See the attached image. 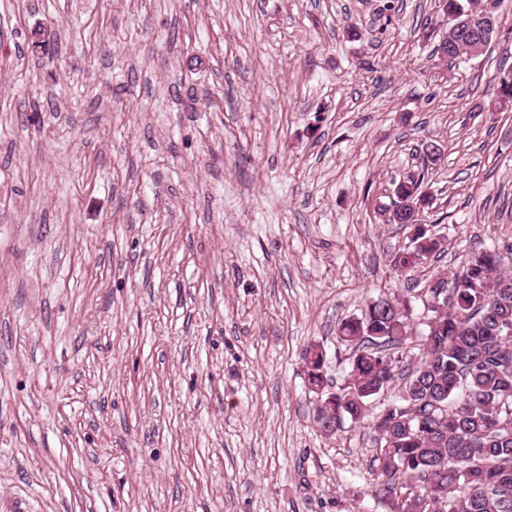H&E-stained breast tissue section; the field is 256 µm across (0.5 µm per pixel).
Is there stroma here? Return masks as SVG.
<instances>
[{
	"instance_id": "1",
	"label": "stroma",
	"mask_w": 512,
	"mask_h": 512,
	"mask_svg": "<svg viewBox=\"0 0 512 512\" xmlns=\"http://www.w3.org/2000/svg\"><path fill=\"white\" fill-rule=\"evenodd\" d=\"M501 25L446 69L439 0H0V512H384L303 356L342 381L339 323L408 299L426 146L417 279L512 244ZM511 105L512 109V69L500 71L498 81V96L494 99L491 104L489 111L491 112H504L508 111L509 108L503 109L505 106ZM433 151L426 147L427 160L417 177L412 176L399 182L394 188L396 201L388 215L389 224H400L402 227L413 230L410 243L398 249L391 258L393 270L401 277H412L428 259L436 260L445 252L442 249V240L431 235L421 224V214L428 209L429 195L425 190L426 177L429 174V163L434 164L436 159Z\"/></svg>"
}]
</instances>
